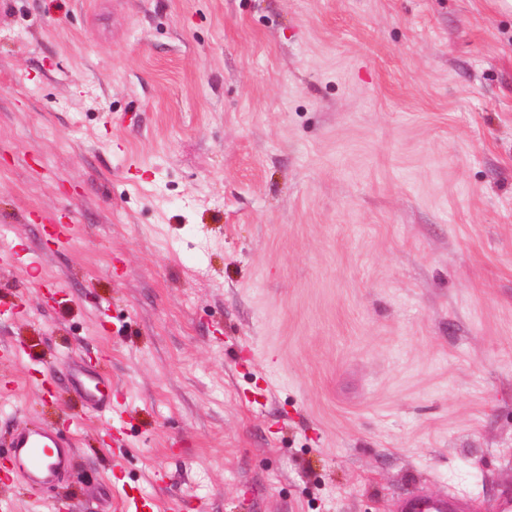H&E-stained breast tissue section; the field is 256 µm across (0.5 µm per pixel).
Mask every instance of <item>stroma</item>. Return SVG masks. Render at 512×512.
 <instances>
[{
    "mask_svg": "<svg viewBox=\"0 0 512 512\" xmlns=\"http://www.w3.org/2000/svg\"><path fill=\"white\" fill-rule=\"evenodd\" d=\"M0 451L15 512L512 499V16L493 0H7ZM66 291L47 298L50 285ZM112 378L86 409L47 365ZM45 257V251L41 249H23L16 248L3 249L0 254V262L11 267L37 268L41 265ZM73 447L57 428L31 429L18 425L5 458L9 464L5 478L16 477L32 487L54 486L73 465Z\"/></svg>",
    "mask_w": 512,
    "mask_h": 512,
    "instance_id": "35a3bbf8",
    "label": "stroma"
}]
</instances>
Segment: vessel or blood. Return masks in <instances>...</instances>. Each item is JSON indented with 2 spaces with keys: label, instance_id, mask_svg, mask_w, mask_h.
<instances>
[{
  "label": "vessel or blood",
  "instance_id": "1",
  "mask_svg": "<svg viewBox=\"0 0 512 512\" xmlns=\"http://www.w3.org/2000/svg\"><path fill=\"white\" fill-rule=\"evenodd\" d=\"M44 250L7 248L0 251V263L25 269L39 267ZM67 373L79 391L83 403L106 411L111 416H123L124 410L112 399V384L76 358L65 360ZM75 450L70 440L57 428L31 429L20 425L14 430L6 455V478H19L33 487L53 486L61 482L71 469ZM471 499L457 494L433 495L413 493L400 497L394 512H473Z\"/></svg>",
  "mask_w": 512,
  "mask_h": 512
}]
</instances>
